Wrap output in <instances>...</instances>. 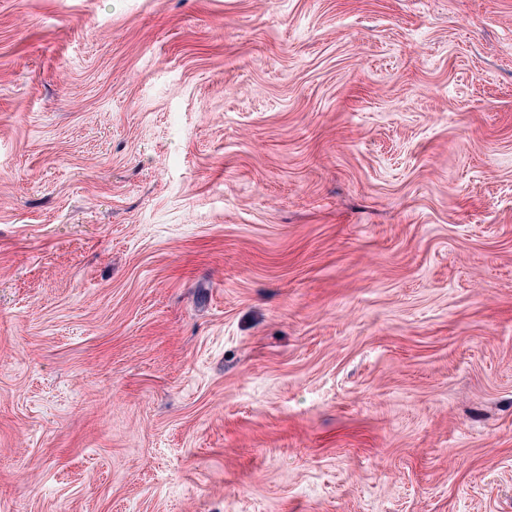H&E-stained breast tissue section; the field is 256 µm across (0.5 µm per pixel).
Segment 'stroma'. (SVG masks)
<instances>
[{
    "label": "stroma",
    "instance_id": "stroma-1",
    "mask_svg": "<svg viewBox=\"0 0 512 512\" xmlns=\"http://www.w3.org/2000/svg\"><path fill=\"white\" fill-rule=\"evenodd\" d=\"M0 512H512V0H0Z\"/></svg>",
    "mask_w": 512,
    "mask_h": 512
}]
</instances>
